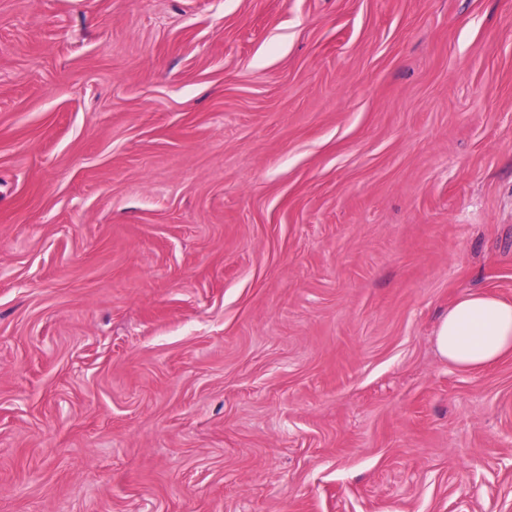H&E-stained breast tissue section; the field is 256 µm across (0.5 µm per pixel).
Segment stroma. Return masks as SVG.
<instances>
[{
	"instance_id": "35a3bbf8",
	"label": "stroma",
	"mask_w": 512,
	"mask_h": 512,
	"mask_svg": "<svg viewBox=\"0 0 512 512\" xmlns=\"http://www.w3.org/2000/svg\"><path fill=\"white\" fill-rule=\"evenodd\" d=\"M512 0H0V512H512ZM439 355L451 366L479 372L512 357V301L485 291L457 297L434 326Z\"/></svg>"
}]
</instances>
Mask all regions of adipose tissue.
<instances>
[{"label":"adipose tissue","mask_w":512,"mask_h":512,"mask_svg":"<svg viewBox=\"0 0 512 512\" xmlns=\"http://www.w3.org/2000/svg\"><path fill=\"white\" fill-rule=\"evenodd\" d=\"M439 355L460 370L478 372L512 357V301L485 291L457 297L434 326Z\"/></svg>","instance_id":"1"}]
</instances>
